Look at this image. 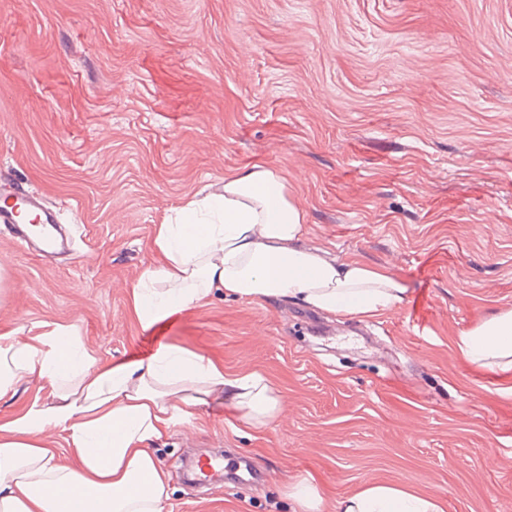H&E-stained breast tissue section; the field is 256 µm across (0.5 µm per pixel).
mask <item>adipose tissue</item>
I'll return each instance as SVG.
<instances>
[{"label": "adipose tissue", "mask_w": 512, "mask_h": 512, "mask_svg": "<svg viewBox=\"0 0 512 512\" xmlns=\"http://www.w3.org/2000/svg\"><path fill=\"white\" fill-rule=\"evenodd\" d=\"M306 215L283 178L256 165L225 176L224 191L189 200L158 225L160 265L132 289L146 325L208 303L221 290L251 302L297 300L366 319L397 306L403 286L355 261L338 263L303 246ZM471 363L512 367V310L457 338ZM49 381L59 402L33 403L0 424V512H164L165 473L149 449L195 407L219 402L260 429L282 399L260 374L224 372L199 354L168 347L152 358L101 364L73 327L56 325L26 339L0 336V399L17 384ZM63 435L75 463L62 467L45 445ZM336 512H443L433 498L376 484L338 502Z\"/></svg>", "instance_id": "obj_1"}]
</instances>
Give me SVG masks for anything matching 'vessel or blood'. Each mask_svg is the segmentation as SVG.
Segmentation results:
<instances>
[{
	"mask_svg": "<svg viewBox=\"0 0 512 512\" xmlns=\"http://www.w3.org/2000/svg\"><path fill=\"white\" fill-rule=\"evenodd\" d=\"M0 196L13 201L12 207L0 209V224L11 228L13 240L27 253L37 257L75 255L73 231L59 224L55 210L40 194L0 181Z\"/></svg>",
	"mask_w": 512,
	"mask_h": 512,
	"instance_id": "1",
	"label": "vessel or blood"
}]
</instances>
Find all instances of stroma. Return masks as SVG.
Masks as SVG:
<instances>
[{
    "label": "stroma",
    "mask_w": 512,
    "mask_h": 512,
    "mask_svg": "<svg viewBox=\"0 0 512 512\" xmlns=\"http://www.w3.org/2000/svg\"><path fill=\"white\" fill-rule=\"evenodd\" d=\"M262 164L305 242L389 273L393 310L338 319L221 292L149 326L131 290L171 208ZM0 179L80 227L83 261L0 227V335L74 327L109 364L147 344L257 373L265 428L195 409L152 444L166 512H323L371 484L445 512H512V369L458 336L512 309V0H0ZM261 484L184 480L187 455ZM292 499L294 512H322V498L319 492L305 481H299L287 493Z\"/></svg>",
    "instance_id": "obj_1"
}]
</instances>
